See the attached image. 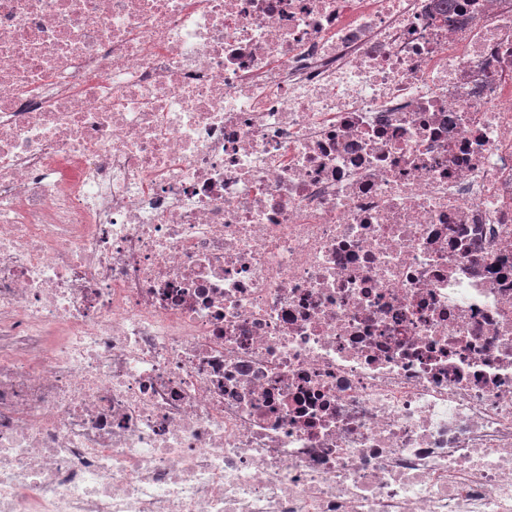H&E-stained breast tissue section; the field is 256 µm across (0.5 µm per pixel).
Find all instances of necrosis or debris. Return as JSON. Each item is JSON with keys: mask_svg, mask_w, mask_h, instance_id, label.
Segmentation results:
<instances>
[{"mask_svg": "<svg viewBox=\"0 0 512 512\" xmlns=\"http://www.w3.org/2000/svg\"><path fill=\"white\" fill-rule=\"evenodd\" d=\"M0 512H512V0H0Z\"/></svg>", "mask_w": 512, "mask_h": 512, "instance_id": "4bbe7bcc", "label": "necrosis or debris"}]
</instances>
